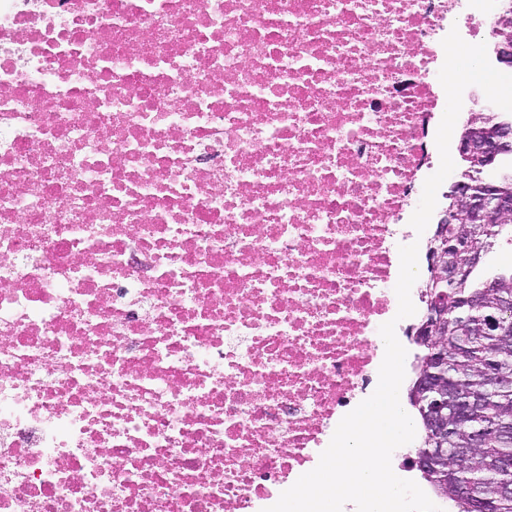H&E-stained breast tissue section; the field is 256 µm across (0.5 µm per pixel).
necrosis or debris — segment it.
I'll use <instances>...</instances> for the list:
<instances>
[{
    "mask_svg": "<svg viewBox=\"0 0 512 512\" xmlns=\"http://www.w3.org/2000/svg\"><path fill=\"white\" fill-rule=\"evenodd\" d=\"M458 0H0V512H258L379 370Z\"/></svg>",
    "mask_w": 512,
    "mask_h": 512,
    "instance_id": "1",
    "label": "necrosis or debris"
}]
</instances>
